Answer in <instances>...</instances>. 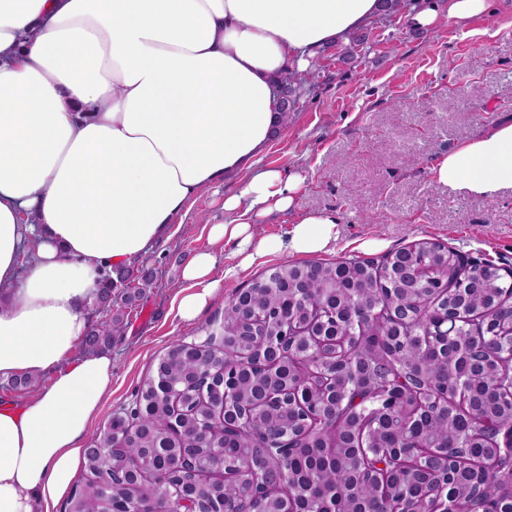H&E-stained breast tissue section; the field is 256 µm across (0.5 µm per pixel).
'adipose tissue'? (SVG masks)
Returning a JSON list of instances; mask_svg holds the SVG:
<instances>
[{
  "label": "adipose tissue",
  "instance_id": "ef3b65f1",
  "mask_svg": "<svg viewBox=\"0 0 512 512\" xmlns=\"http://www.w3.org/2000/svg\"><path fill=\"white\" fill-rule=\"evenodd\" d=\"M380 12L379 0H0V381L48 378L0 401V512H54L72 489L112 385L110 351L73 355L88 311L103 277L168 237L202 189L248 175L181 269L183 322L270 256L335 250L338 221L322 213L258 233L303 181L259 155L281 126L277 75ZM431 174L481 200L512 189V122ZM218 245L231 249L220 279ZM47 379V376L34 377L32 382L31 377L29 376L16 377L13 380L16 386H27L32 382L31 385L19 389L10 388L9 381H1L0 398L9 401H23L29 399L37 392L41 385L46 383Z\"/></svg>",
  "mask_w": 512,
  "mask_h": 512
}]
</instances>
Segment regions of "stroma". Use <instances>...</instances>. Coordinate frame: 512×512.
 <instances>
[{"label": "stroma", "mask_w": 512, "mask_h": 512, "mask_svg": "<svg viewBox=\"0 0 512 512\" xmlns=\"http://www.w3.org/2000/svg\"><path fill=\"white\" fill-rule=\"evenodd\" d=\"M367 30L351 60L339 42L321 51L317 81L262 151L263 167L300 173L304 182L296 209L273 215L259 232L282 235L300 214L321 212L339 221L336 260L366 257V239L389 251L428 239L512 268V191L489 204L431 175L448 149L512 121V0H494L491 15L464 26L442 16L416 29L403 11L376 16ZM243 183L232 177L201 191L170 238L141 257L155 286L112 344V385L97 426L131 402L172 339H199L200 327L222 317L235 292L261 274L258 266L244 272L196 322L171 311L181 264L208 247V225L223 223L224 198Z\"/></svg>", "instance_id": "35a3bbf8"}]
</instances>
